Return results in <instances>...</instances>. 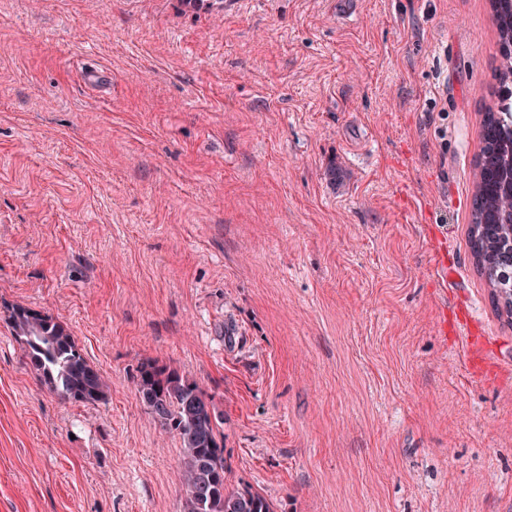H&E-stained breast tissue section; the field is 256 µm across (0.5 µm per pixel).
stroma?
I'll return each mask as SVG.
<instances>
[{
    "instance_id": "35a3bbf8",
    "label": "stroma",
    "mask_w": 512,
    "mask_h": 512,
    "mask_svg": "<svg viewBox=\"0 0 512 512\" xmlns=\"http://www.w3.org/2000/svg\"><path fill=\"white\" fill-rule=\"evenodd\" d=\"M175 5L0 0V512H181L146 359L275 512H512V322L468 241L488 0ZM17 304L105 401L41 385ZM7 320L25 347L28 365L51 394L92 405L106 399L109 381L90 364L70 329L57 317L16 305Z\"/></svg>"
}]
</instances>
